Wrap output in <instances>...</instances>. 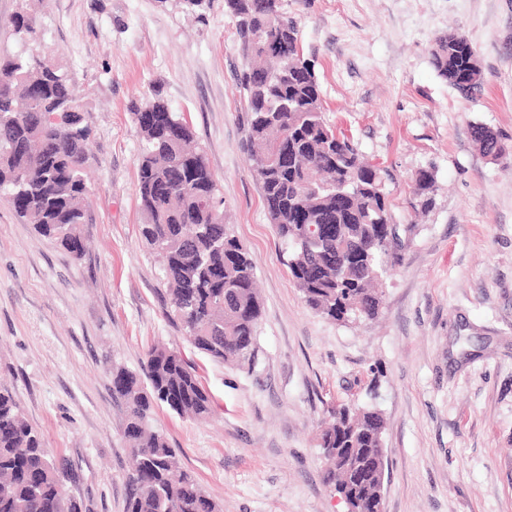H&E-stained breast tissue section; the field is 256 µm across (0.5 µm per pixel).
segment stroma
I'll return each instance as SVG.
<instances>
[{
	"instance_id": "stroma-1",
	"label": "stroma",
	"mask_w": 512,
	"mask_h": 512,
	"mask_svg": "<svg viewBox=\"0 0 512 512\" xmlns=\"http://www.w3.org/2000/svg\"><path fill=\"white\" fill-rule=\"evenodd\" d=\"M318 76L328 121L383 170L393 220L411 225L380 316L312 311L280 260L242 149L243 64L224 0H0V52L67 72L91 127L90 250L73 259L0 199V380L44 436L80 512H123L128 452L111 363L179 349L211 399L202 421L164 406L154 424L223 512H346L323 480L321 426L339 404L385 420L383 512H512V0H283ZM35 12L41 39L13 21ZM464 35L485 85L466 100L432 64ZM161 96L193 127L263 302L255 357L217 363L167 317L161 263L141 237L134 112ZM433 168L436 204L411 206ZM13 31L17 40L21 44H25L39 38L37 19L25 10L16 15ZM470 134L474 141L487 155L495 153V158L512 155V145L502 142L497 134L489 127L483 125L471 126Z\"/></svg>"
}]
</instances>
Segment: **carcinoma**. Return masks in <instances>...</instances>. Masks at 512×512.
<instances>
[{"mask_svg":"<svg viewBox=\"0 0 512 512\" xmlns=\"http://www.w3.org/2000/svg\"><path fill=\"white\" fill-rule=\"evenodd\" d=\"M236 20L244 67L238 78L245 103L244 151L259 184L267 216L296 288L314 311L334 321L373 320L377 283L403 260L402 234L393 223L382 169L369 162L324 113L314 64L303 58L298 29L282 0H224ZM14 34L39 38L37 19L16 15ZM438 75L468 97L484 73L475 48L456 31L441 35L433 51ZM157 130L138 129V201L141 235L161 261L168 315L188 342L215 362L251 360L263 304L254 264L224 222L216 178L190 124L156 96ZM470 134L484 153L511 156L512 147L483 125ZM90 128L85 109L64 71L22 54L0 55V198L34 231L82 259ZM436 177L414 176L415 207L435 205ZM340 224L332 243L309 248L298 239L303 220ZM112 395L122 409L131 466L124 512H222L184 471L179 449L152 424L159 404L182 417L204 419L210 398L180 351L149 348L139 370L112 364ZM319 435L324 481L346 495L355 512H374L379 476H365V495L347 490V466L362 454L378 456L385 421L372 408L338 404ZM64 472L43 436L29 423L12 390L0 385V512H78L65 496Z\"/></svg>","mask_w":512,"mask_h":512,"instance_id":"obj_1","label":"carcinoma"}]
</instances>
